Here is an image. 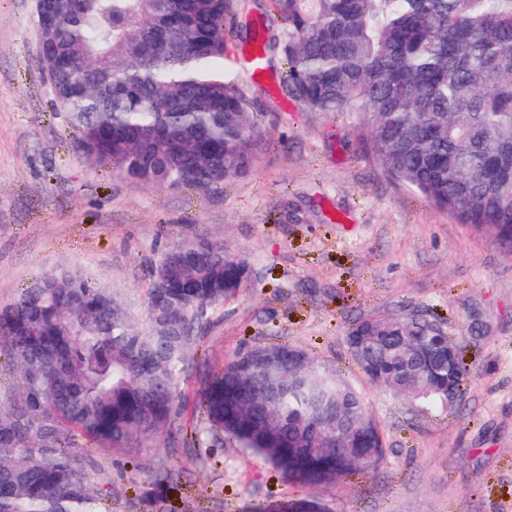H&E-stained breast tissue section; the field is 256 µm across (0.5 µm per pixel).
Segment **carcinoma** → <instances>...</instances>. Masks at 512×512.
<instances>
[{"instance_id":"cac0c4a2","label":"carcinoma","mask_w":512,"mask_h":512,"mask_svg":"<svg viewBox=\"0 0 512 512\" xmlns=\"http://www.w3.org/2000/svg\"><path fill=\"white\" fill-rule=\"evenodd\" d=\"M38 58L89 162L138 182L202 191L251 171L258 132L226 67L232 0H57ZM279 30L253 34V66L288 63L306 112L347 114L370 157L410 191L512 252V0H270ZM109 81L99 82L101 76ZM233 254L199 236L167 251L135 314L86 273L56 269L0 305V512H105L112 487L75 442L138 448L179 415L181 384L211 314L238 295ZM181 286L164 297L163 282ZM417 315L361 318L347 351L372 384L428 412L461 404L470 371ZM453 371L420 363L426 344ZM281 360L263 401L259 354ZM199 405L215 440L263 457L294 487L375 471L383 434L354 382L308 351L252 349L208 378ZM173 474L141 492L164 512ZM277 512H328L305 498Z\"/></svg>"}]
</instances>
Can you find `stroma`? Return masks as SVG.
I'll list each match as a JSON object with an SVG mask.
<instances>
[{"label":"stroma","mask_w":512,"mask_h":512,"mask_svg":"<svg viewBox=\"0 0 512 512\" xmlns=\"http://www.w3.org/2000/svg\"><path fill=\"white\" fill-rule=\"evenodd\" d=\"M37 3L0 0V305L67 268L140 312L161 254L204 234L252 268L195 347L204 371L282 344L353 375L350 323L412 311L457 342L471 371L460 406L428 413L361 382L386 457L335 488L289 485L238 448L183 447L207 427L200 372H191L175 423L140 448L79 441L91 474L112 488L108 512H143L135 502L160 466L183 473L170 492L176 512H243L299 497L329 512H512V253L384 172L347 115L302 111L282 60L267 80L242 81L262 119L244 177L200 192L91 165L38 62Z\"/></svg>","instance_id":"stroma-1"}]
</instances>
